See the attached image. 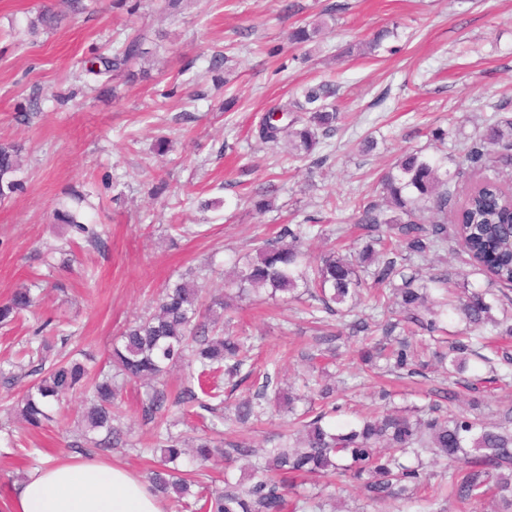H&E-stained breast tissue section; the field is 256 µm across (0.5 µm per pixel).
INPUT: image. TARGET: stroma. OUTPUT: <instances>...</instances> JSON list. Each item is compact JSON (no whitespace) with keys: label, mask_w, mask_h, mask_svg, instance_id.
<instances>
[{"label":"stroma","mask_w":512,"mask_h":512,"mask_svg":"<svg viewBox=\"0 0 512 512\" xmlns=\"http://www.w3.org/2000/svg\"><path fill=\"white\" fill-rule=\"evenodd\" d=\"M84 2L76 12L69 0H0V143L21 146L25 178L23 192L0 203V300L41 282L36 307L0 325V362L48 322L66 350L104 365L113 338L155 306L168 279L197 280L207 298L223 293L235 254L309 218L328 232L310 243L318 255L350 223L353 196L378 195L401 153L439 149L456 160L490 115L512 116V0H183L175 14L164 0ZM332 3L341 6L333 32L307 48L290 42ZM46 5L47 26L37 21ZM385 28L392 35L374 53L353 52ZM132 31L147 54L105 92L82 63ZM221 50L232 58L227 74L208 69ZM328 79L343 120L318 150L323 165L254 137L271 104ZM439 126L456 131L441 146L430 138ZM367 137L378 143L369 155L359 150ZM268 184L275 207L260 215L251 195ZM61 205L105 247L59 223ZM229 329L252 337L257 360L280 356L281 383L300 386L309 365L299 354L315 343L300 303L243 301ZM357 345L346 335L336 343L344 369L336 400L350 411L378 407L383 386L397 407L428 405L444 386L435 373L381 384L362 370ZM19 391L0 384V512L12 486L49 460L93 458L146 477L154 443L141 413L146 387L127 386L128 445L108 449L82 444L74 398L66 418L26 429L13 411Z\"/></svg>","instance_id":"35a3bbf8"}]
</instances>
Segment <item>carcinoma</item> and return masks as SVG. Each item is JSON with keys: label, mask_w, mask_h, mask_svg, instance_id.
I'll list each match as a JSON object with an SVG mask.
<instances>
[{"label": "carcinoma", "mask_w": 512, "mask_h": 512, "mask_svg": "<svg viewBox=\"0 0 512 512\" xmlns=\"http://www.w3.org/2000/svg\"><path fill=\"white\" fill-rule=\"evenodd\" d=\"M327 29L323 19L293 30L290 40L308 43ZM144 54L136 35L85 71L106 76ZM335 96V82L323 80L289 102L273 104L259 122L258 139L285 145L293 159L324 164L326 157L315 153L320 139L338 129L341 115L329 102ZM21 169V147L0 143V201L24 190ZM467 175L476 180L461 192L459 182ZM354 207L366 239L361 250L329 248L313 258L307 243L322 235V226L284 224L275 236L259 242L255 255L233 261L224 296L208 306L201 303L197 284L182 277L165 284L155 312L113 338L109 363L114 375L96 373L72 356L31 370L35 379L18 398L17 415L28 427L41 429L53 414L66 416L64 400L78 395L85 401L84 436L98 447L119 448L126 441L113 424L122 391L115 377L146 385L143 416L155 424V446L161 451L149 481L156 493L173 501L177 512L194 506L199 512H337L331 495L294 491L289 479L295 476H330L341 485L350 484L364 509L401 500L424 502L422 512H445L441 502L452 498L468 509L489 502L491 512H512V407L490 417L479 397V385L497 387L512 378L511 353L502 350L497 364L479 352L489 334L512 338V118L498 119L468 138L453 170L446 155L403 153L382 177L378 198L362 197ZM56 217L79 234L88 232L71 210H58ZM450 239L465 243L470 271L462 278L481 275L487 287L460 288L446 267L420 272L417 261L440 251ZM263 293L306 299L316 324L363 306L365 312L349 324L350 333L369 337L379 332L387 341L364 350L365 362L410 377L435 363L454 378L453 385L438 391L437 399L425 407L377 409L335 421L336 376L322 371L303 380V393L283 392L278 361L271 358L259 369L244 370L254 345L219 328V320L237 308L236 302ZM33 304L31 289L13 292L0 302V323L13 321ZM378 309L383 310L381 321L374 316ZM452 316L464 323L465 331L448 341L446 350L433 352V361L419 359L409 337L433 340L446 334ZM50 351L45 338L35 348L23 347L7 366H0V380L12 384L23 359L44 362ZM473 358L485 364L486 375L466 379ZM176 363L187 368V381H197L212 400L221 397L212 379L222 375L235 388L252 380L254 391L237 402L233 415L217 417L213 427L229 421L246 428L261 420L271 392L290 419L264 448L245 440L220 448L205 430L188 440L175 436L168 419L171 405L216 411L188 386L171 396L165 377ZM217 457L250 459L249 482L226 470L223 486L208 485L192 493L195 474ZM439 463L446 464L450 476L433 484L429 468Z\"/></svg>", "instance_id": "cac0c4a2"}]
</instances>
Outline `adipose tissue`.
Listing matches in <instances>:
<instances>
[{
	"label": "adipose tissue",
	"instance_id": "obj_1",
	"mask_svg": "<svg viewBox=\"0 0 512 512\" xmlns=\"http://www.w3.org/2000/svg\"><path fill=\"white\" fill-rule=\"evenodd\" d=\"M8 512H162V507L128 470L73 459L48 464L12 488Z\"/></svg>",
	"mask_w": 512,
	"mask_h": 512
}]
</instances>
